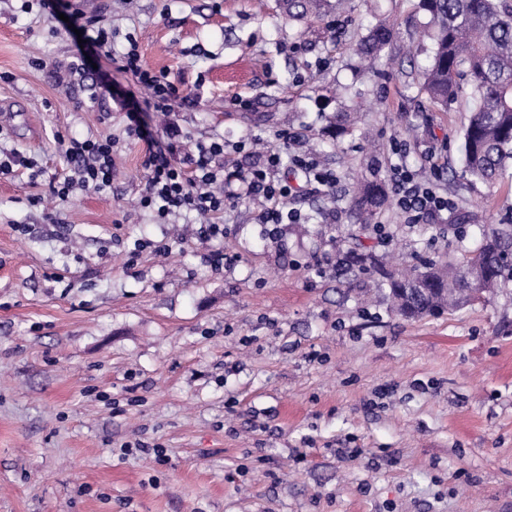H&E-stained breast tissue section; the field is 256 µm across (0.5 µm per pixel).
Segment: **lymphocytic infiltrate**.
Returning <instances> with one entry per match:
<instances>
[{
	"instance_id": "1",
	"label": "lymphocytic infiltrate",
	"mask_w": 512,
	"mask_h": 512,
	"mask_svg": "<svg viewBox=\"0 0 512 512\" xmlns=\"http://www.w3.org/2000/svg\"><path fill=\"white\" fill-rule=\"evenodd\" d=\"M114 62L118 71L130 76L145 93L143 107L126 108L128 137L144 141L150 138L141 125L140 109L162 112L169 118L165 151L147 149L142 161L146 181L139 199L141 207L154 209L162 216L184 211L196 213L205 220L201 236L206 240L223 236L224 226L219 217L227 205L241 200H260L262 223H298L301 212L289 204L293 187L280 174L286 157L304 174L307 183L317 184L324 194H333L335 174L301 151L300 138L294 133L283 136L282 151L270 152L262 164L245 169L239 167L235 151L229 150L220 138L196 141L193 151H186L174 112L176 103L188 101V93L170 80L168 70L147 65L137 45H130ZM115 145V139L109 135L71 142L65 150L69 173L55 180L54 196L64 202L78 188L100 192L111 187L116 169ZM392 175L406 223H416L423 215L451 206L452 200L446 193L437 186L419 182L407 168L393 166Z\"/></svg>"
}]
</instances>
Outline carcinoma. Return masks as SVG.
Returning a JSON list of instances; mask_svg holds the SVG:
<instances>
[{
    "instance_id": "carcinoma-1",
    "label": "carcinoma",
    "mask_w": 512,
    "mask_h": 512,
    "mask_svg": "<svg viewBox=\"0 0 512 512\" xmlns=\"http://www.w3.org/2000/svg\"><path fill=\"white\" fill-rule=\"evenodd\" d=\"M433 42L430 63L420 84L431 103L446 110L467 86L473 108L463 131L465 173L495 182L512 162V0H419ZM396 30L380 25L354 47L362 58L375 56L393 42ZM392 199L377 179L361 177L352 187V204L368 216ZM338 243L336 274L377 275L402 316L422 319L431 310H453L469 303L468 288L483 294L512 282V231L488 224L478 250L461 261L445 256L405 270L388 269L345 236Z\"/></svg>"
}]
</instances>
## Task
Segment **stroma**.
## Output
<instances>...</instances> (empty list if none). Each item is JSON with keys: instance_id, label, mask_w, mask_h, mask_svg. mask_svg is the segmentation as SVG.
Returning <instances> with one entry per match:
<instances>
[{"instance_id": "1", "label": "stroma", "mask_w": 512, "mask_h": 512, "mask_svg": "<svg viewBox=\"0 0 512 512\" xmlns=\"http://www.w3.org/2000/svg\"><path fill=\"white\" fill-rule=\"evenodd\" d=\"M104 4L115 50L136 39L195 90L180 109L190 136L275 149L288 130L335 173L330 198L288 175L306 233L239 203L210 243L235 258L217 269L198 217L138 207L145 143L112 99L80 107L63 88L82 50L64 17ZM19 6L0 0V150L41 172L0 174V512H512V294L408 321L336 274V233L380 250L348 183L389 181L394 164L456 185L424 223L379 214L404 264L473 250L478 225L432 230L472 207L512 221V164L492 184L463 174L469 89L441 112L420 87L418 0H325L295 20L282 0H63L49 18ZM391 17L390 47L352 52ZM359 103L335 135L334 114ZM108 134L111 190L55 201L58 137Z\"/></svg>"}]
</instances>
